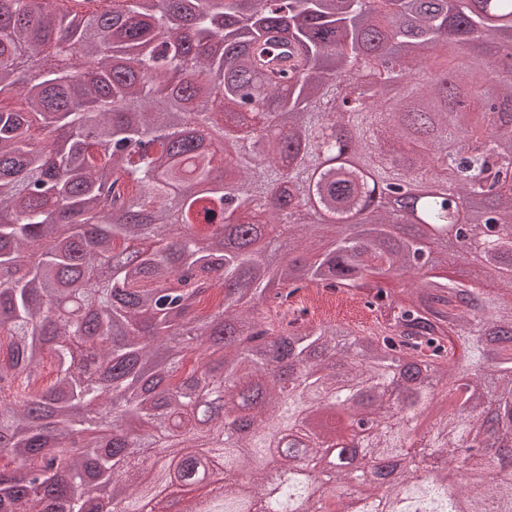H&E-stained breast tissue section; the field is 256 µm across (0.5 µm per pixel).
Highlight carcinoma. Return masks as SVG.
<instances>
[{
  "mask_svg": "<svg viewBox=\"0 0 512 512\" xmlns=\"http://www.w3.org/2000/svg\"><path fill=\"white\" fill-rule=\"evenodd\" d=\"M95 2L0 0V97L26 102L0 110V512L61 499L93 512L97 491L117 512L164 492L182 512L210 495L222 512H266L260 460L317 470L335 492L393 457L406 469L361 484L372 512H512V455L461 454L490 420L512 440V306L438 273L443 250L423 269L413 228L374 205L388 179L442 177L446 196L400 206L446 224L478 204L475 237L494 214L475 260L512 292V67L421 55L512 43V0ZM273 33L293 47L288 78L267 75ZM366 70L378 82L351 112L345 80ZM325 138L350 158L318 171ZM246 141L258 152L226 163ZM287 218L289 239L251 235ZM396 274L417 281L391 315L381 280ZM311 286L368 289L389 331L353 356L358 326L267 325ZM69 299L82 320L57 315ZM398 379L409 415L436 414L425 447L385 421ZM238 409L250 431L233 437L224 415ZM365 411L378 426L361 452L338 448L324 468ZM139 448L170 452L146 465ZM288 492L327 512L323 490Z\"/></svg>",
  "mask_w": 512,
  "mask_h": 512,
  "instance_id": "1",
  "label": "carcinoma"
}]
</instances>
